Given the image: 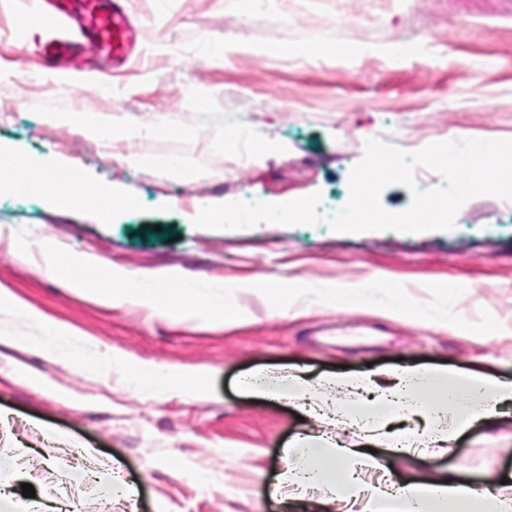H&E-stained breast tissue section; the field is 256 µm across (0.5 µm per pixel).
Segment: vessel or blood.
Masks as SVG:
<instances>
[{
	"instance_id": "1",
	"label": "vessel or blood",
	"mask_w": 512,
	"mask_h": 512,
	"mask_svg": "<svg viewBox=\"0 0 512 512\" xmlns=\"http://www.w3.org/2000/svg\"><path fill=\"white\" fill-rule=\"evenodd\" d=\"M32 13L58 25V34L39 42L34 54L55 72H82L85 47L100 58L99 71L123 68L142 35L124 0H30Z\"/></svg>"
}]
</instances>
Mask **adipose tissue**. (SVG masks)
<instances>
[{"instance_id": "1", "label": "adipose tissue", "mask_w": 512, "mask_h": 512, "mask_svg": "<svg viewBox=\"0 0 512 512\" xmlns=\"http://www.w3.org/2000/svg\"><path fill=\"white\" fill-rule=\"evenodd\" d=\"M0 188L17 195L51 196L63 206L92 208L105 217L138 206L135 194L116 195L88 186L70 168L50 166L1 147ZM56 270L70 282L101 292L112 302L140 305L160 315L203 314L228 322L241 312L239 305L211 302L201 290L188 289L169 276L150 277L148 287L143 288L138 279L116 276L108 265L96 260L63 258ZM393 377L395 382L389 386L380 385L370 374L345 373L312 382L298 373L285 379L250 381L253 394L291 402L307 414L315 429L305 438L308 455L288 469L289 483L307 492L330 484L332 493L353 503L352 512H512V499L442 476L408 488L396 487L389 479L366 476L378 466L368 446L379 443L398 453L414 447L446 446L462 426L489 418L499 406L511 405L512 380L414 365L395 371ZM331 388L356 395L355 405L339 410L318 402V393ZM398 415L423 418L432 428L423 438L389 431L392 418ZM337 426L357 428L363 448L328 439L326 430Z\"/></svg>"}]
</instances>
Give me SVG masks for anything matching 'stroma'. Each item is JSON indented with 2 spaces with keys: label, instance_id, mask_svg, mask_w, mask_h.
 <instances>
[{
  "label": "stroma",
  "instance_id": "35a3bbf8",
  "mask_svg": "<svg viewBox=\"0 0 512 512\" xmlns=\"http://www.w3.org/2000/svg\"><path fill=\"white\" fill-rule=\"evenodd\" d=\"M145 19L143 46L120 76L49 77L21 47L48 34L24 0H0V146L76 169L89 184L133 192L137 209L107 219L40 195L0 193V472L14 474L16 512H344L327 488L299 503L268 489L310 431L284 402L248 397L242 382L300 367L307 377L345 367L384 374L401 364L512 379V207L482 195L449 232L343 234L327 217L350 196L366 140L413 153L440 140H512V0H271L242 15L239 0H127ZM413 50L392 57L391 42ZM328 43L335 54H300ZM187 53L170 58L167 46ZM113 115L130 125L174 113L183 135H145L124 147L179 157L192 182L129 165L86 145L79 123L57 113ZM244 126L247 163L225 150ZM320 193L315 225L262 223L243 230L195 226L201 206L280 203ZM69 256L105 261L116 274L173 273L245 320L160 316L102 301L50 270ZM405 290L403 316L376 314L387 296L374 275ZM290 289V316L269 315L256 281ZM471 288L454 303L449 284ZM331 288H355L341 309ZM64 328L61 336L48 326ZM79 353L81 363L70 361ZM116 353L111 368L98 362ZM198 370L187 391L143 388L132 363ZM95 449L102 482L120 472L129 498L86 497L53 478L74 449ZM178 466H171V459ZM399 486L456 471L463 483L512 498V409L462 428L445 451L424 456L377 447ZM35 497H24L22 484Z\"/></svg>",
  "mask_w": 512,
  "mask_h": 512
}]
</instances>
